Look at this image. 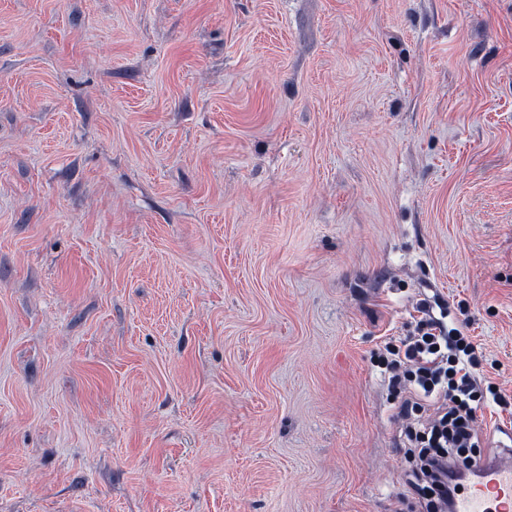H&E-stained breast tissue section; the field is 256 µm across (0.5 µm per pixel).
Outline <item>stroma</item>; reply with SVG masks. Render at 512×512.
<instances>
[{
	"label": "stroma",
	"instance_id": "35a3bbf8",
	"mask_svg": "<svg viewBox=\"0 0 512 512\" xmlns=\"http://www.w3.org/2000/svg\"><path fill=\"white\" fill-rule=\"evenodd\" d=\"M424 300L512 463V0H0V512H427Z\"/></svg>",
	"mask_w": 512,
	"mask_h": 512
}]
</instances>
